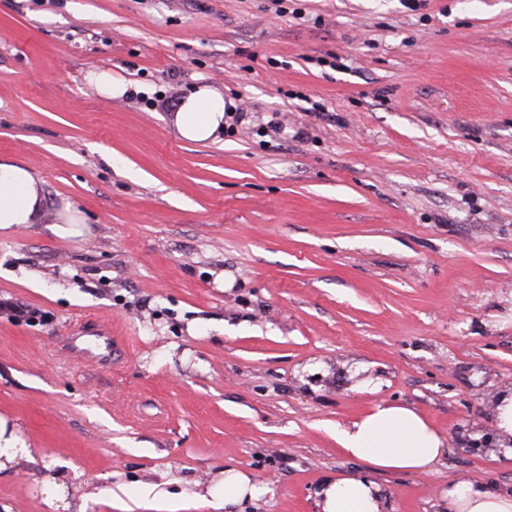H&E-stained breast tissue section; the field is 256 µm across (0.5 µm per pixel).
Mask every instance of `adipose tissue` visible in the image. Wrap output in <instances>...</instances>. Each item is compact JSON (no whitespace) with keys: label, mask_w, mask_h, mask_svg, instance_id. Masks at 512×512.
Returning <instances> with one entry per match:
<instances>
[{"label":"adipose tissue","mask_w":512,"mask_h":512,"mask_svg":"<svg viewBox=\"0 0 512 512\" xmlns=\"http://www.w3.org/2000/svg\"><path fill=\"white\" fill-rule=\"evenodd\" d=\"M179 135L190 142L216 139L224 129V97L203 86L182 100L174 115ZM45 195L41 180L23 163L0 159V228L38 224ZM337 445L375 472H429L443 455L444 437L410 407L379 403L332 431ZM450 512H512V493L492 484L469 481L449 485ZM321 512H383L378 484L366 477L327 480L318 492Z\"/></svg>","instance_id":"obj_1"}]
</instances>
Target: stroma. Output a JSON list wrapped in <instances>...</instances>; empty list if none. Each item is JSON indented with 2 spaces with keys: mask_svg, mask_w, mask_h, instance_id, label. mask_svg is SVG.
<instances>
[{
  "mask_svg": "<svg viewBox=\"0 0 512 512\" xmlns=\"http://www.w3.org/2000/svg\"><path fill=\"white\" fill-rule=\"evenodd\" d=\"M204 85L245 119L191 143L173 117ZM4 156L46 209L0 229V420L29 452L0 512L512 492V453L469 449L512 388V0H0ZM382 401L445 436L429 473L337 446ZM228 468L259 500L209 495ZM317 495L320 512H386L380 487L366 477L327 480Z\"/></svg>",
  "mask_w": 512,
  "mask_h": 512,
  "instance_id": "obj_1",
  "label": "stroma"
}]
</instances>
